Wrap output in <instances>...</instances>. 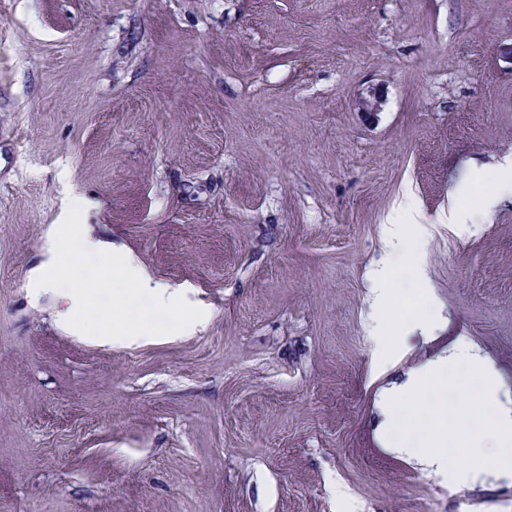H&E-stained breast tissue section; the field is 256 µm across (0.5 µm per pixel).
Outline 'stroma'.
I'll return each instance as SVG.
<instances>
[{
    "instance_id": "obj_1",
    "label": "stroma",
    "mask_w": 512,
    "mask_h": 512,
    "mask_svg": "<svg viewBox=\"0 0 512 512\" xmlns=\"http://www.w3.org/2000/svg\"><path fill=\"white\" fill-rule=\"evenodd\" d=\"M506 157L512 0H0V512H512L511 477L397 452L382 401L463 340L512 411V196L455 220ZM418 211L429 291L375 304ZM76 224L184 289L71 266L88 327L146 340L32 287ZM65 261L60 257L58 249L53 246L43 266L35 276V283L38 287L52 288L60 293L68 302V306L61 314L63 323L71 330L80 335L92 336L101 344H135L144 340L151 333L148 326L136 324L128 328L122 336H112V332L106 327L90 330L83 322V313L89 306L91 300L81 288H73L71 281L65 274ZM92 332L89 334L88 332ZM110 263L125 279L134 280L137 287L148 295L152 307L157 310L170 309L183 299V289L171 288L167 284L153 280L141 270L132 256L121 250L112 248Z\"/></svg>"
}]
</instances>
